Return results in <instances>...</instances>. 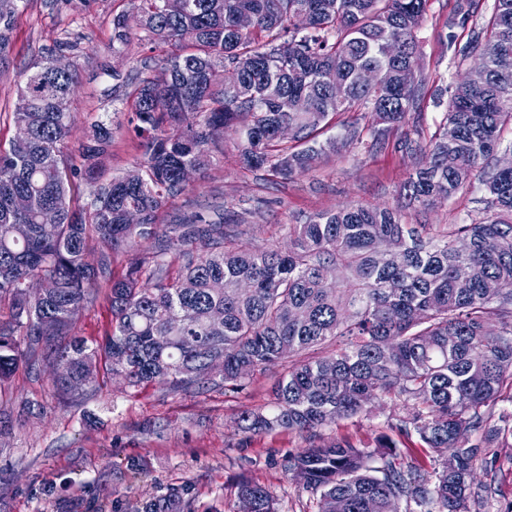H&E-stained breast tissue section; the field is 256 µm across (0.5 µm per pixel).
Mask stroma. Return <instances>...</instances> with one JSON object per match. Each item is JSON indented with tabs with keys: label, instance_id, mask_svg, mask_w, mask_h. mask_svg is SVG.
Returning a JSON list of instances; mask_svg holds the SVG:
<instances>
[{
	"label": "stroma",
	"instance_id": "obj_1",
	"mask_svg": "<svg viewBox=\"0 0 512 512\" xmlns=\"http://www.w3.org/2000/svg\"><path fill=\"white\" fill-rule=\"evenodd\" d=\"M492 4L480 0L478 12L464 24L456 14L457 0H428L416 71L424 98L419 109L389 129L384 141H375L369 113H337L317 137L321 143L334 140L335 150L323 153L311 169L282 178L242 168L238 139L226 134L212 166L169 202L160 223L198 210L207 220L227 223L232 246L283 248L286 225L303 223L314 213L356 204L393 206L409 173L423 161L422 155L405 150V140L432 137L445 112L433 102L435 89L454 88L466 70L448 40L465 42L472 25L489 17ZM121 12L135 16L132 0H23L9 61L0 68L1 146L17 133L10 114L23 70L42 48L68 35L78 42L71 60L80 79L70 96L66 145L78 149L89 122L102 119L112 128L107 176L135 169L142 147L129 123L130 102L113 91L104 74L116 63L125 72H136L144 56L143 32L135 25L129 28L127 53L113 56L112 20ZM486 197L477 174L463 191L432 209L403 210L402 221L467 224L480 217ZM282 372L276 366L234 388L217 377L176 392L158 384L135 390L117 378L101 379L65 403L52 394V368L18 372L16 396L37 407L0 437V512H143L147 503L180 486L187 490L190 512H237L238 486L245 481L269 489L278 512H318L317 495L295 473L284 471L281 462L310 443L336 438L372 446L388 437L399 462L418 463L424 478L434 480L442 454L425 447L418 436L391 428L395 419L412 415L399 399L373 403L359 416L310 433L243 432L237 424L240 413L267 408ZM488 459L489 466L476 468L472 512H512V439L490 449Z\"/></svg>",
	"mask_w": 512,
	"mask_h": 512
}]
</instances>
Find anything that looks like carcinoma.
<instances>
[{"instance_id": "cac0c4a2", "label": "carcinoma", "mask_w": 512, "mask_h": 512, "mask_svg": "<svg viewBox=\"0 0 512 512\" xmlns=\"http://www.w3.org/2000/svg\"><path fill=\"white\" fill-rule=\"evenodd\" d=\"M22 2L0 0L1 65ZM142 2L143 41L159 54L143 58L134 77L117 65L106 72L112 88L133 87L138 183L99 182L112 142L101 120L78 153L65 150L79 73L56 72L50 61L75 45L57 42L24 70L20 91L33 111L12 113L20 134L0 149V405L11 401L21 366L56 368L53 392L65 402L73 384L101 374L133 389L179 391L216 371L236 386L289 361L271 409L243 411L240 429L308 433L394 397L413 406L394 423L399 432L457 458L455 470L444 466L429 483L418 466L396 463L387 438L372 450L348 439L311 444L282 468L306 474L319 512H400L402 500L405 512H469L481 449L512 437L490 408L512 384V169L495 164L512 126V0H494L487 23L458 47L462 62L481 58L485 79L455 86L438 132L415 143L427 161L409 174L402 201L315 213L288 225L286 251L227 247L224 224L197 211L169 224L158 213L185 192L181 169L206 170L210 148L228 132L238 135L244 168L285 177L321 155L316 133L332 114L370 112L374 138L385 139L418 106L412 77L427 0H187L181 14L164 12L163 0ZM297 11L308 28L293 27ZM242 13L254 18L246 33L235 28ZM129 45L118 14L112 54ZM326 68L340 76L335 89L320 81ZM285 96L304 97L308 111H280L275 101ZM284 124L295 129L293 150L276 135ZM478 170L488 193L479 219L434 235L401 222L402 210L454 197ZM79 180L94 187L84 206L72 194ZM17 195L28 200L23 213L12 207ZM47 209L58 215L53 224L40 220ZM131 210L141 223L126 222ZM140 240L155 251L133 250ZM92 248L95 265L86 261ZM120 255L126 271L116 277ZM36 278L50 283L42 297L27 291ZM103 288L112 321L89 344L71 329ZM216 310L224 322L213 329ZM489 323L497 332H483ZM329 342L336 351L317 354ZM471 433L478 444L458 443ZM238 499L239 512H277L260 485L241 484Z\"/></svg>"}]
</instances>
